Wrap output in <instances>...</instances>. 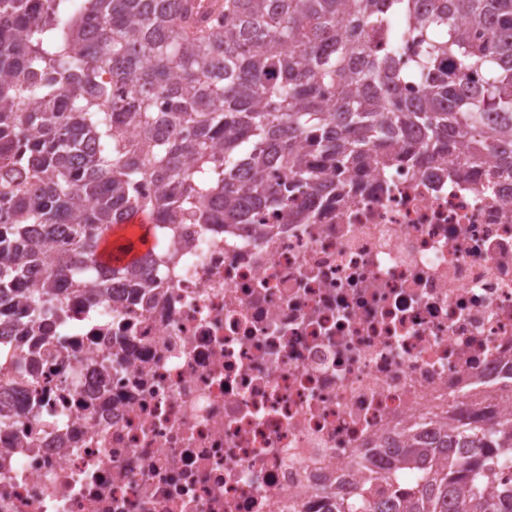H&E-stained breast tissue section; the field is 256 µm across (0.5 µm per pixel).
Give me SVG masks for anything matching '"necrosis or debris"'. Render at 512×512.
Returning a JSON list of instances; mask_svg holds the SVG:
<instances>
[{
    "instance_id": "1",
    "label": "necrosis or debris",
    "mask_w": 512,
    "mask_h": 512,
    "mask_svg": "<svg viewBox=\"0 0 512 512\" xmlns=\"http://www.w3.org/2000/svg\"><path fill=\"white\" fill-rule=\"evenodd\" d=\"M294 211L177 224L147 287L22 301L0 512H334L384 452L512 416V170L373 162Z\"/></svg>"
}]
</instances>
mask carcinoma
<instances>
[{
  "instance_id": "1",
  "label": "carcinoma",
  "mask_w": 512,
  "mask_h": 512,
  "mask_svg": "<svg viewBox=\"0 0 512 512\" xmlns=\"http://www.w3.org/2000/svg\"><path fill=\"white\" fill-rule=\"evenodd\" d=\"M189 2L0 0V297L32 280L31 317L61 310L59 280L142 281L143 256L96 260L138 214L159 242L219 209L247 224L292 208L267 170L328 189L302 138L345 169L398 154L512 164V0ZM145 178L161 194L142 195ZM510 462L512 419L450 422L429 447L407 434L397 466L423 485L392 486L373 511V479L336 512H512Z\"/></svg>"
}]
</instances>
